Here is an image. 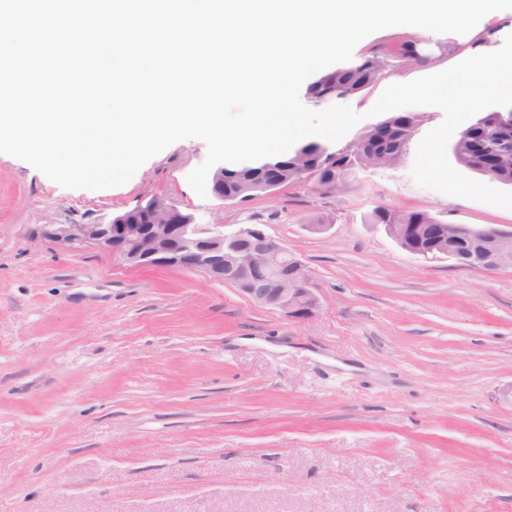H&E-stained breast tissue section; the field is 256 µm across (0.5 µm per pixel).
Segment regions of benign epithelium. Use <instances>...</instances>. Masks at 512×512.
I'll return each mask as SVG.
<instances>
[{
	"instance_id": "7a95c632",
	"label": "benign epithelium",
	"mask_w": 512,
	"mask_h": 512,
	"mask_svg": "<svg viewBox=\"0 0 512 512\" xmlns=\"http://www.w3.org/2000/svg\"><path fill=\"white\" fill-rule=\"evenodd\" d=\"M168 224H44L39 234L74 247H100L130 267H177L230 285L254 304L304 321L321 303L305 264L261 224L205 227L177 204ZM396 237L413 255L446 257L465 269L494 273L503 268V246L512 230L497 225L398 224Z\"/></svg>"
}]
</instances>
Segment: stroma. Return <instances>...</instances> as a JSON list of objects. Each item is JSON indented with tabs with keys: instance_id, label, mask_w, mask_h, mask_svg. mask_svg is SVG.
I'll use <instances>...</instances> for the list:
<instances>
[{
	"instance_id": "stroma-1",
	"label": "stroma",
	"mask_w": 512,
	"mask_h": 512,
	"mask_svg": "<svg viewBox=\"0 0 512 512\" xmlns=\"http://www.w3.org/2000/svg\"><path fill=\"white\" fill-rule=\"evenodd\" d=\"M490 34L491 42L475 46ZM512 9L470 32L383 29L354 57L412 37L457 50L348 98L495 51ZM399 162L333 197L294 184L234 205L199 196L207 156L175 142L125 184L62 187L0 154V512H512V267L409 254L378 205L512 228V209L417 185L422 106ZM152 198L196 223L262 224L306 265L321 302L297 322L178 268L36 236ZM330 220L321 232L308 219Z\"/></svg>"
}]
</instances>
